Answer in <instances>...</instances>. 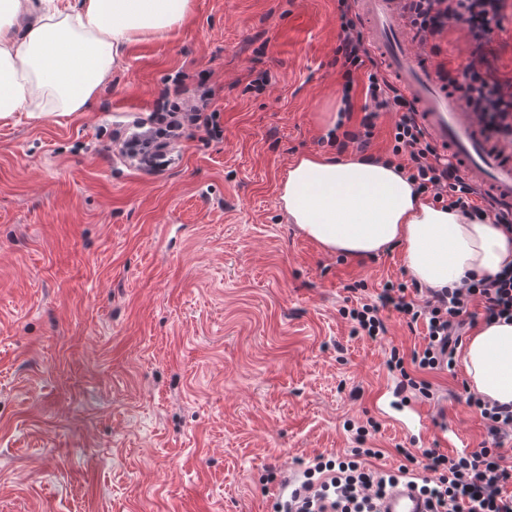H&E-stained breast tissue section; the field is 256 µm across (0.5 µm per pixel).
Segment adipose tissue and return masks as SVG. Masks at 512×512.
<instances>
[{
  "label": "adipose tissue",
  "mask_w": 512,
  "mask_h": 512,
  "mask_svg": "<svg viewBox=\"0 0 512 512\" xmlns=\"http://www.w3.org/2000/svg\"><path fill=\"white\" fill-rule=\"evenodd\" d=\"M190 0H0V118L16 112H82L133 41L162 38ZM279 201L289 223L330 252H403L423 287L458 288L512 264V234L431 204L383 162L302 156ZM462 363L475 390L512 403V322L482 323Z\"/></svg>",
  "instance_id": "obj_1"
}]
</instances>
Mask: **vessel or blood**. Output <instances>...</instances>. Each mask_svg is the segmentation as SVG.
Listing matches in <instances>:
<instances>
[{
  "label": "vessel or blood",
  "mask_w": 512,
  "mask_h": 512,
  "mask_svg": "<svg viewBox=\"0 0 512 512\" xmlns=\"http://www.w3.org/2000/svg\"><path fill=\"white\" fill-rule=\"evenodd\" d=\"M367 23V37L377 55L396 75L414 101L418 118L440 149L456 155L465 174L488 191L499 209H512V157L482 133L460 95L444 88L435 70L413 54L399 19L400 0H358ZM382 512H429L411 485L394 486L381 504Z\"/></svg>",
  "instance_id": "1"
}]
</instances>
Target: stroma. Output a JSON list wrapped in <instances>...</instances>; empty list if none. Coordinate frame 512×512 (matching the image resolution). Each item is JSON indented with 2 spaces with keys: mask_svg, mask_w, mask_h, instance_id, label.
Instances as JSON below:
<instances>
[{
  "mask_svg": "<svg viewBox=\"0 0 512 512\" xmlns=\"http://www.w3.org/2000/svg\"><path fill=\"white\" fill-rule=\"evenodd\" d=\"M337 6L191 0L166 37L127 46L85 111L0 119V512H271L268 471L343 456L370 420L387 469L446 427L482 446L462 362L426 373L429 396L399 389L428 415L412 437L382 411L400 381L386 360L422 331L386 310L375 342L340 313L351 285L408 281L399 250L329 252L279 203L342 106ZM438 44L422 58L457 67L467 25ZM485 53L512 86V0ZM180 71L211 89L223 136L186 127L149 174L112 134Z\"/></svg>",
  "mask_w": 512,
  "mask_h": 512,
  "instance_id": "1",
  "label": "stroma"
}]
</instances>
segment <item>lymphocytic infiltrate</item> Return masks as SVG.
<instances>
[{
  "label": "lymphocytic infiltrate",
  "instance_id": "lymphocytic-infiltrate-1",
  "mask_svg": "<svg viewBox=\"0 0 512 512\" xmlns=\"http://www.w3.org/2000/svg\"><path fill=\"white\" fill-rule=\"evenodd\" d=\"M340 21L339 46L344 93L353 89L354 73L364 72L361 116L343 130H331L330 146L337 151L355 149L366 153L372 145L382 113H395L391 131L392 162L420 194L431 196L442 207L478 219L493 218L512 232V212L488 213L481 192L463 173L460 162L441 152L422 127L408 95L382 73L367 47L361 20L353 14L350 0H337ZM504 0H406L401 17L420 44L441 37L450 20L466 21L472 36V58L455 69L439 67L437 74L448 88L460 94L473 112L483 134L503 149H512V95L485 70L486 36L498 23ZM204 126L219 134L213 116L203 114L197 104L176 102L155 109L146 130L124 141L122 151L136 159L140 169L155 170L158 160L175 147L184 124ZM397 312L408 326H423L425 345L404 358L391 350L387 366L398 371L403 385L427 393L424 371L452 366L466 328L477 319L485 322L512 319V269L448 291L426 288L418 283H385L376 298H357L342 308L354 335L378 339L386 332L383 311ZM468 407L479 411L485 422L488 446L448 456L437 448L424 449L428 460L426 476L411 469V449L399 448L404 463L396 470L376 467V448L358 447L349 456L334 461L317 455L303 478L288 493L275 497L273 512H380L388 491L406 481L418 487L431 512H512V460L503 451L512 438V405L498 404L467 394Z\"/></svg>",
  "mask_w": 512,
  "mask_h": 512
}]
</instances>
